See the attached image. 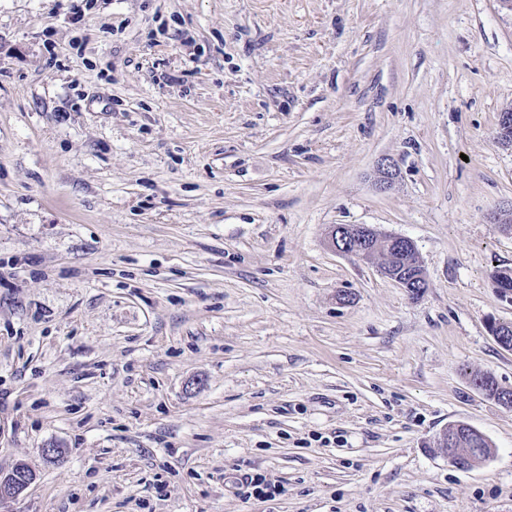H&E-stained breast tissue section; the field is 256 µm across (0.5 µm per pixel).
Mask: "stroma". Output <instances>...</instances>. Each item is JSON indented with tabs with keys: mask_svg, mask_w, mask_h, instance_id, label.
Masks as SVG:
<instances>
[{
	"mask_svg": "<svg viewBox=\"0 0 512 512\" xmlns=\"http://www.w3.org/2000/svg\"><path fill=\"white\" fill-rule=\"evenodd\" d=\"M509 106L500 0H0V512H512ZM338 230V240H340L341 246L336 243V231ZM346 232L347 237L345 241H341ZM375 239L378 241L373 246L369 240L375 241ZM346 241L349 243H344ZM386 244L389 247L397 244L402 248L411 249L417 253L413 241L409 238L393 234H378L375 229L366 225L333 226L329 232V246L333 251L348 253L361 259L371 258V255L377 252H384ZM30 482L27 472L20 466L6 475L0 473V503L19 494Z\"/></svg>",
	"mask_w": 512,
	"mask_h": 512,
	"instance_id": "stroma-1",
	"label": "stroma"
}]
</instances>
